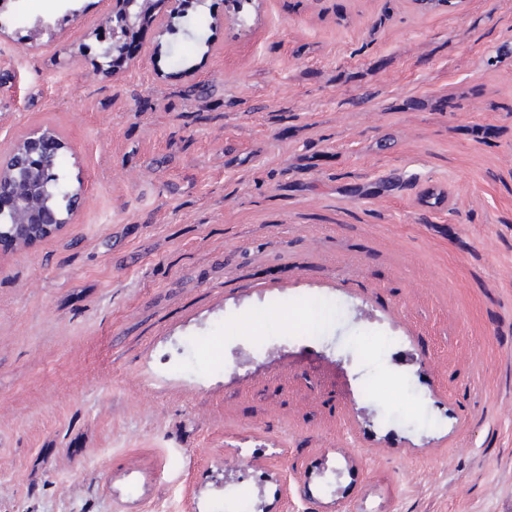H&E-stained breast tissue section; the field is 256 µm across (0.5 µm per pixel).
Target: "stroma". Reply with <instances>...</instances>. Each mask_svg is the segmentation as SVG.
Returning a JSON list of instances; mask_svg holds the SVG:
<instances>
[{
    "label": "stroma",
    "instance_id": "1",
    "mask_svg": "<svg viewBox=\"0 0 512 512\" xmlns=\"http://www.w3.org/2000/svg\"><path fill=\"white\" fill-rule=\"evenodd\" d=\"M114 9L0 11L83 197L0 246V512H512V0Z\"/></svg>",
    "mask_w": 512,
    "mask_h": 512
}]
</instances>
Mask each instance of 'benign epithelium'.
Wrapping results in <instances>:
<instances>
[{"instance_id": "7a95c632", "label": "benign epithelium", "mask_w": 512, "mask_h": 512, "mask_svg": "<svg viewBox=\"0 0 512 512\" xmlns=\"http://www.w3.org/2000/svg\"><path fill=\"white\" fill-rule=\"evenodd\" d=\"M139 15L128 10L118 17L106 16L103 22L120 29L134 27ZM124 50L117 38L98 49L96 70L107 72L115 54ZM73 150L55 128L39 126L12 137L0 147V244L21 249L30 243L56 235L81 205V194L60 193L57 162L62 153Z\"/></svg>"}]
</instances>
